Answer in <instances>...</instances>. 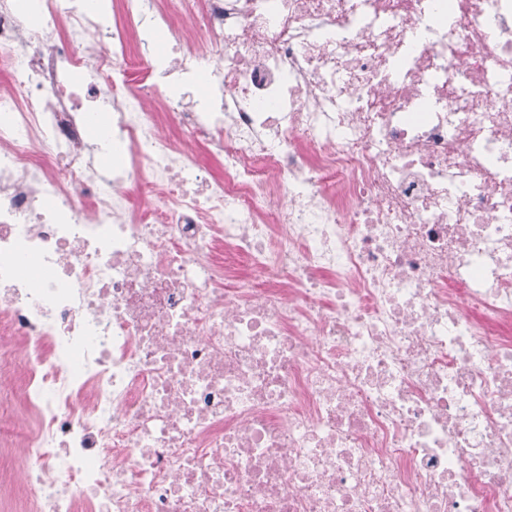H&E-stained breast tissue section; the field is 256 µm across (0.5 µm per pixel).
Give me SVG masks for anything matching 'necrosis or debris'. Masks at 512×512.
Segmentation results:
<instances>
[{
	"instance_id": "necrosis-or-debris-1",
	"label": "necrosis or debris",
	"mask_w": 512,
	"mask_h": 512,
	"mask_svg": "<svg viewBox=\"0 0 512 512\" xmlns=\"http://www.w3.org/2000/svg\"><path fill=\"white\" fill-rule=\"evenodd\" d=\"M1 393L19 512H512V0H0ZM155 35V40H152L150 35ZM148 37V42L145 45H140L137 40H132V51L136 57H140L142 54H146L147 56L156 57L165 52L167 49V33L166 31L154 29L150 32Z\"/></svg>"
}]
</instances>
